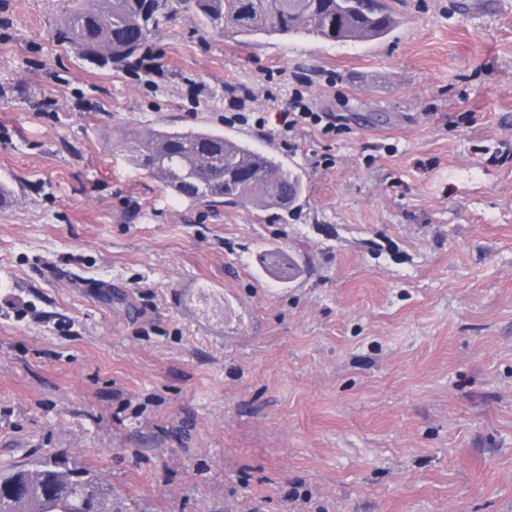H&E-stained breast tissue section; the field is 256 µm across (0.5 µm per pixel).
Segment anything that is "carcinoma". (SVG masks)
<instances>
[{"instance_id":"1","label":"carcinoma","mask_w":512,"mask_h":512,"mask_svg":"<svg viewBox=\"0 0 512 512\" xmlns=\"http://www.w3.org/2000/svg\"><path fill=\"white\" fill-rule=\"evenodd\" d=\"M181 14L222 37H307L331 44L372 42L398 25L391 0H74L57 39L78 56L127 68L141 61L161 26ZM135 166L181 198L294 213L305 189L301 175L274 153L210 129L132 130L122 142ZM295 253L265 249L269 277H301ZM0 512H112V488L95 471L47 451L26 464H0Z\"/></svg>"}]
</instances>
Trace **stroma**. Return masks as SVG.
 Wrapping results in <instances>:
<instances>
[{"label": "stroma", "mask_w": 512, "mask_h": 512, "mask_svg": "<svg viewBox=\"0 0 512 512\" xmlns=\"http://www.w3.org/2000/svg\"><path fill=\"white\" fill-rule=\"evenodd\" d=\"M71 6L0 0V463L62 453L112 512H512V0H396L347 45L186 15L147 72L57 42ZM298 91L340 133H284ZM203 127L274 149L301 212L120 146ZM299 244L309 274L261 271Z\"/></svg>", "instance_id": "1"}]
</instances>
